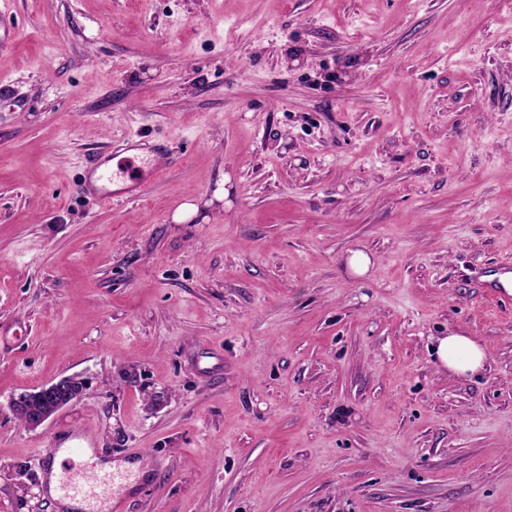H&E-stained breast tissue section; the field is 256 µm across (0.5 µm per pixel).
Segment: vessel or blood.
Masks as SVG:
<instances>
[{
    "mask_svg": "<svg viewBox=\"0 0 512 512\" xmlns=\"http://www.w3.org/2000/svg\"><path fill=\"white\" fill-rule=\"evenodd\" d=\"M162 168L156 157H122L115 165H107L103 156L90 160L85 170V182L93 197L104 203L133 200L141 197L145 185L160 176ZM93 441L79 431L68 432L66 437L52 439L45 460H60L58 491L66 498L87 502L99 498L103 490L118 491L123 488L125 478L121 472L92 466L84 479L71 476L70 470L77 462L86 460Z\"/></svg>",
    "mask_w": 512,
    "mask_h": 512,
    "instance_id": "b4317fda",
    "label": "vessel or blood"
}]
</instances>
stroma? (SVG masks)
Masks as SVG:
<instances>
[{
    "instance_id": "stroma-1",
    "label": "stroma",
    "mask_w": 512,
    "mask_h": 512,
    "mask_svg": "<svg viewBox=\"0 0 512 512\" xmlns=\"http://www.w3.org/2000/svg\"><path fill=\"white\" fill-rule=\"evenodd\" d=\"M0 11V512H57L72 429L143 473L112 512H512V299L482 288L512 258V0ZM138 140L161 177L85 196ZM451 332L478 376L432 357ZM64 376L27 428L12 401ZM433 352L442 367L461 377L477 375L488 358L484 345L471 336L460 333L437 337ZM83 381L74 376H65L30 393L25 423V413L18 409L16 414L30 429L42 426L61 409L74 403L84 392Z\"/></svg>"
}]
</instances>
